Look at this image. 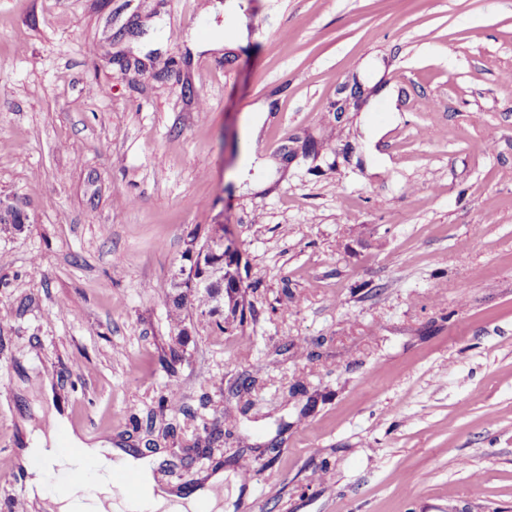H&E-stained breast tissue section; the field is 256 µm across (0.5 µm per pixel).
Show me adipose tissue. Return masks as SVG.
<instances>
[{"label": "adipose tissue", "mask_w": 512, "mask_h": 512, "mask_svg": "<svg viewBox=\"0 0 512 512\" xmlns=\"http://www.w3.org/2000/svg\"><path fill=\"white\" fill-rule=\"evenodd\" d=\"M55 428L33 431L32 440L21 455L28 475L29 501L39 512H129L139 502L145 512H211L217 507L216 491L224 482L215 474L208 488L182 496L160 484L153 476L154 461L114 448L107 439L94 440L76 431L59 412H52ZM85 468L90 492L71 490L67 477ZM131 473L137 479L135 499H119L111 494L117 474Z\"/></svg>", "instance_id": "adipose-tissue-1"}]
</instances>
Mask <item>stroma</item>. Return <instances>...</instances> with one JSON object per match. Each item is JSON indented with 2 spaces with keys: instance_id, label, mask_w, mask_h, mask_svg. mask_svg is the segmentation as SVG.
<instances>
[{
  "instance_id": "1",
  "label": "stroma",
  "mask_w": 512,
  "mask_h": 512,
  "mask_svg": "<svg viewBox=\"0 0 512 512\" xmlns=\"http://www.w3.org/2000/svg\"><path fill=\"white\" fill-rule=\"evenodd\" d=\"M508 72L512 0H0V489L55 408L224 512H512ZM231 240L233 239L229 237L225 231L224 234L215 232L201 251L197 248V242H191L190 239L187 241L185 251L188 252L187 255L192 262L198 261L201 270H205L204 264L207 253L217 255V251L224 250L223 255L214 257L215 262L219 264L223 263L222 260L224 257V267L221 266V273L224 276L200 274L194 286L196 297L201 307L209 308L214 301L221 299L224 301V290L227 288L228 280L230 282V289H233L235 294L240 293L242 288L245 287V278L242 273V269H245L243 265V255L234 253L233 247L227 250V246ZM226 271L229 272V276L227 277H225ZM209 312L211 314L212 309L209 308Z\"/></svg>"
}]
</instances>
